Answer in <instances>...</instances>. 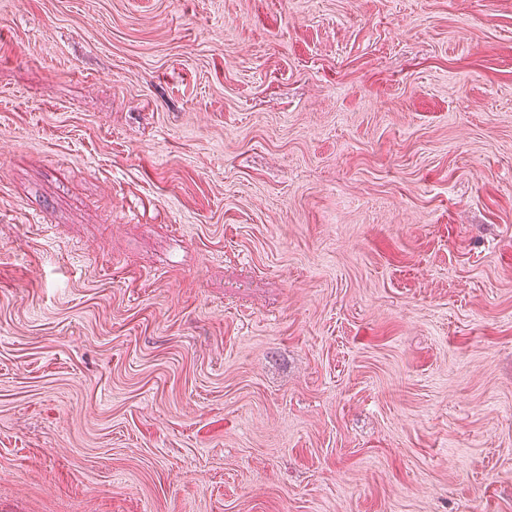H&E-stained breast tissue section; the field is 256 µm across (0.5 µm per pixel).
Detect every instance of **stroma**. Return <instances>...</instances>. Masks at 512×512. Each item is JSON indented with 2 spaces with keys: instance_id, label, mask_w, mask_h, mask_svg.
<instances>
[{
  "instance_id": "35a3bbf8",
  "label": "stroma",
  "mask_w": 512,
  "mask_h": 512,
  "mask_svg": "<svg viewBox=\"0 0 512 512\" xmlns=\"http://www.w3.org/2000/svg\"><path fill=\"white\" fill-rule=\"evenodd\" d=\"M0 512H512V0H0Z\"/></svg>"
}]
</instances>
